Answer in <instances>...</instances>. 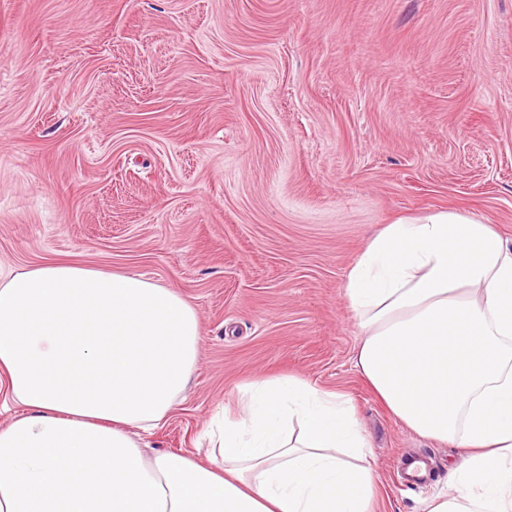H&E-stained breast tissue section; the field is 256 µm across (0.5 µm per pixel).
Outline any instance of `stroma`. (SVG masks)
I'll use <instances>...</instances> for the list:
<instances>
[{
	"label": "stroma",
	"mask_w": 512,
	"mask_h": 512,
	"mask_svg": "<svg viewBox=\"0 0 512 512\" xmlns=\"http://www.w3.org/2000/svg\"><path fill=\"white\" fill-rule=\"evenodd\" d=\"M449 210L512 243V0H0V270L142 276L197 308L186 399L148 434L206 458L240 385L346 394L370 512H427L460 449L354 365L369 239ZM424 458L427 485L399 470Z\"/></svg>",
	"instance_id": "35a3bbf8"
}]
</instances>
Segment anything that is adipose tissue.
<instances>
[{"instance_id":"1","label":"adipose tissue","mask_w":512,"mask_h":512,"mask_svg":"<svg viewBox=\"0 0 512 512\" xmlns=\"http://www.w3.org/2000/svg\"><path fill=\"white\" fill-rule=\"evenodd\" d=\"M355 366L418 435L460 448L429 512H512V244L439 211L387 225L350 268ZM195 306L126 272L48 261L0 275V512H368V438L344 394L247 383L208 463L151 452L196 369Z\"/></svg>"}]
</instances>
